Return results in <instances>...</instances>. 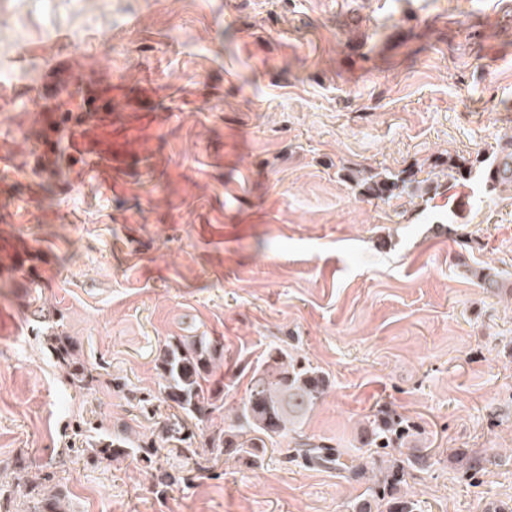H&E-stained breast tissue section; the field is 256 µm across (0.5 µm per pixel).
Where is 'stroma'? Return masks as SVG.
I'll use <instances>...</instances> for the list:
<instances>
[{
  "instance_id": "stroma-1",
  "label": "stroma",
  "mask_w": 512,
  "mask_h": 512,
  "mask_svg": "<svg viewBox=\"0 0 512 512\" xmlns=\"http://www.w3.org/2000/svg\"><path fill=\"white\" fill-rule=\"evenodd\" d=\"M510 139L512 0H0V484L25 470L65 512H352L365 483L288 439L257 467L95 457L99 426L156 438L159 351L207 336L225 406L295 347L330 379L304 441L361 463L396 411L417 512H512V199L352 177ZM413 183H417L418 186H416V188L411 191L412 195H414L419 190H423V193L418 195L421 198H424L431 192H433L434 196L428 197V199L431 200H433L435 196L439 194L443 195L442 192H438L442 185H439L438 183H435L428 178L419 181L415 177V174H410L407 177H401L400 175H394L391 177L370 175V178L369 176L366 177L365 185L368 193L372 197L383 201H390L401 196V194H403L409 187H412Z\"/></svg>"
}]
</instances>
